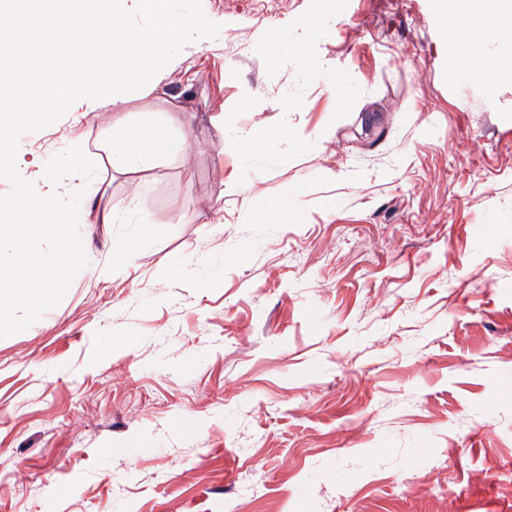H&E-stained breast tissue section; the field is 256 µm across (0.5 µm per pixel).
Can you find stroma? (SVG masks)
<instances>
[{
	"label": "stroma",
	"mask_w": 512,
	"mask_h": 512,
	"mask_svg": "<svg viewBox=\"0 0 512 512\" xmlns=\"http://www.w3.org/2000/svg\"><path fill=\"white\" fill-rule=\"evenodd\" d=\"M164 7L212 29L120 86L125 111L86 89L12 134L16 167L136 201L81 227L95 271L25 333L0 316V512H512V81L453 70L437 0ZM298 22L340 97L269 39ZM218 121L322 146L230 155ZM146 122L187 151L112 171V129ZM178 210L205 221L108 267Z\"/></svg>",
	"instance_id": "obj_1"
}]
</instances>
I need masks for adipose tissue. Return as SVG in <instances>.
Here are the masks:
<instances>
[{
  "mask_svg": "<svg viewBox=\"0 0 512 512\" xmlns=\"http://www.w3.org/2000/svg\"><path fill=\"white\" fill-rule=\"evenodd\" d=\"M441 8L450 20L456 68L469 69L477 53L512 50V0H443ZM117 13L114 0H0V16L7 19L0 30V169L14 171V128L47 124L62 91L90 85L113 92L130 76L163 65L172 32L208 26L204 18L175 24L159 13L134 34L117 25ZM187 146L160 124L123 126L110 137L107 159L113 171L127 172ZM14 173L16 195L0 203L6 215L0 243L13 256L10 271L0 274V312H12L13 330L21 334L26 312L90 272L91 260L75 238L79 226L93 218L111 223L128 202L109 199L96 207L76 176L50 167L38 169L43 189L37 193L25 172Z\"/></svg>",
  "mask_w": 512,
  "mask_h": 512,
  "instance_id": "adipose-tissue-1",
  "label": "adipose tissue"
}]
</instances>
